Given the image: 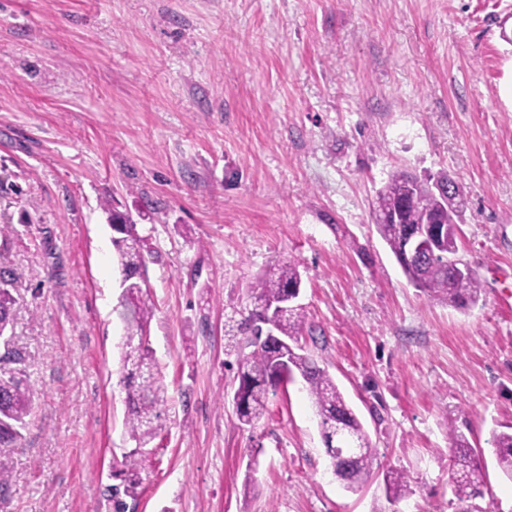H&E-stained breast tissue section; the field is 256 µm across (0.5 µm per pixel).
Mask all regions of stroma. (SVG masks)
<instances>
[{"label":"stroma","mask_w":512,"mask_h":512,"mask_svg":"<svg viewBox=\"0 0 512 512\" xmlns=\"http://www.w3.org/2000/svg\"><path fill=\"white\" fill-rule=\"evenodd\" d=\"M397 169L461 186L470 310L414 288L377 233ZM107 202L146 244L167 399L126 512H456L452 424L483 508L512 512L492 455L512 425V0H0V270L36 393L0 512H112L133 443ZM286 260L303 344L409 497L343 488L300 383L238 422L224 308Z\"/></svg>","instance_id":"35a3bbf8"}]
</instances>
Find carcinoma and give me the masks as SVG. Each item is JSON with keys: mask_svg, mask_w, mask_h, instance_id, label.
<instances>
[{"mask_svg": "<svg viewBox=\"0 0 512 512\" xmlns=\"http://www.w3.org/2000/svg\"><path fill=\"white\" fill-rule=\"evenodd\" d=\"M379 197L389 205L412 194L414 201L401 211L395 224H378L377 231L396 258L408 281L429 299L456 309L466 310L477 304L483 291L481 279L475 271L466 274L452 272L427 251L408 258L405 255L410 231L433 222L448 221V238L442 252L458 253V234L455 224L462 211L448 206L443 211L435 188L424 178H417L406 170H396L378 190ZM111 223L122 224L112 243L117 251L124 274L121 317L126 338L144 334L151 311L141 302V269L145 264L144 242L130 218L116 210L109 212ZM0 279V330H7L11 322L15 299L11 289L2 286ZM301 288V275L291 262H279L257 279L248 289L251 308L239 315L236 308L226 316L224 335L232 337L229 351L236 355L234 390L235 412L242 425H252L267 408L269 395L294 378H300L302 387L319 419L321 434L329 457L330 468L340 484L351 491L364 486L374 473L375 449L356 411L346 401L335 380L318 365L300 343L306 316L304 308L296 303ZM270 321L277 336L261 335L262 323ZM19 350H12L6 360L0 359V447L12 445L20 436L34 408V390L16 376L15 365L22 363ZM123 368L126 383L127 432L135 447L125 454L122 485L112 486L110 500L113 512H125L122 496L132 497L140 485L137 460L148 451V445L159 430L160 407L165 403L166 388L152 351L147 346L124 344ZM452 444L451 481L458 512H486L480 505L484 498V467L477 450L472 448L457 427L448 424ZM494 455L497 467L512 480V431L493 433ZM388 499L396 502L411 494L408 476L401 470L384 473Z\"/></svg>", "mask_w": 512, "mask_h": 512, "instance_id": "carcinoma-1", "label": "carcinoma"}]
</instances>
